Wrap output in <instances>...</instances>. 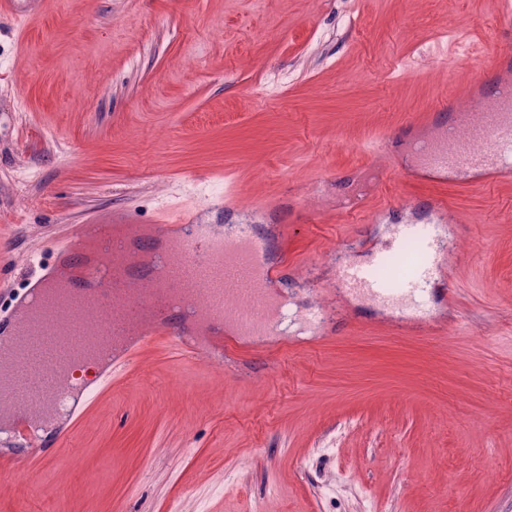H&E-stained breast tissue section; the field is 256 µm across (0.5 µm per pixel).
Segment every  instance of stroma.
I'll return each mask as SVG.
<instances>
[{
    "label": "stroma",
    "mask_w": 512,
    "mask_h": 512,
    "mask_svg": "<svg viewBox=\"0 0 512 512\" xmlns=\"http://www.w3.org/2000/svg\"><path fill=\"white\" fill-rule=\"evenodd\" d=\"M506 20L491 0H28L0 13V239L25 288L44 243L108 213L153 224L224 197L227 224L291 227L319 260L444 196L467 327L398 337L350 296L274 289L292 331L240 337L236 372L168 348L109 381L55 461L0 484V512H512V181L395 176L367 147L463 91ZM293 193L268 216L255 197ZM362 200L363 213L342 217ZM336 304L321 330L313 306ZM488 328L481 341L477 332Z\"/></svg>",
    "instance_id": "35a3bbf8"
}]
</instances>
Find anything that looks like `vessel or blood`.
<instances>
[{"mask_svg": "<svg viewBox=\"0 0 512 512\" xmlns=\"http://www.w3.org/2000/svg\"><path fill=\"white\" fill-rule=\"evenodd\" d=\"M423 122L432 126L430 135L405 131L387 137L386 146L409 142L418 167L449 176L459 188L491 191L512 178L511 82L497 84L492 98L480 108L454 113L446 122L428 115ZM488 140L497 142V150H482ZM106 225L103 219L78 225L69 242L53 250L56 264L79 269V287H91L95 281L101 260L88 255L87 245L104 235ZM412 241L417 244V257L407 270L403 264ZM443 249L437 225L408 221L390 225L384 245L367 244L368 263L357 260L358 247L351 240L328 258L336 263L338 290L388 310L401 333L407 325L429 322L430 309L422 297L450 280L440 257ZM157 250L133 248L135 260L122 301L114 304L110 320L97 322L83 339H71L63 329L34 318L19 325L15 304L0 307V338L15 341L7 365L0 368V412L17 420L7 444L0 446V463L12 467L29 459L51 461L57 448L73 439L78 412H71L70 422L47 437L33 433L27 417L58 413L75 391L91 398L116 368L130 365L141 349L158 340H166L180 356H202L213 363L238 356V337L268 333L269 321L256 320L254 313L271 306V288L287 277L292 266L289 253L270 262L266 242L258 233L228 241L215 225L197 223L192 213L168 225L161 249L167 274L149 283L146 270ZM390 262L402 265V272L395 277L378 275V267ZM157 305L163 306V314L145 324L140 336H126V327L139 319L142 310ZM82 356L99 362L94 381L76 379V362Z\"/></svg>", "mask_w": 512, "mask_h": 512, "instance_id": "obj_1", "label": "vessel or blood"}]
</instances>
